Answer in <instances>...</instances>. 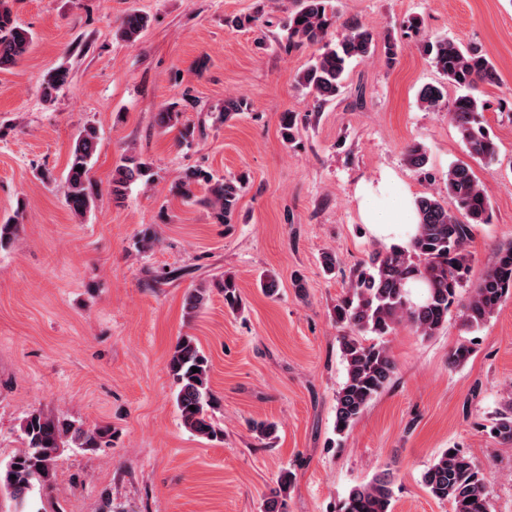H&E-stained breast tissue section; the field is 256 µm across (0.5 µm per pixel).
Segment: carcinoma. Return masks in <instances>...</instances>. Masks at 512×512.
Masks as SVG:
<instances>
[{"instance_id":"1","label":"carcinoma","mask_w":512,"mask_h":512,"mask_svg":"<svg viewBox=\"0 0 512 512\" xmlns=\"http://www.w3.org/2000/svg\"><path fill=\"white\" fill-rule=\"evenodd\" d=\"M338 17L336 0H298L290 18L284 48L318 45L320 53L299 73L297 84L311 91L315 100L326 103L336 99L344 87L347 68L354 60L371 57L377 47V33L362 24L348 25L347 33L336 43L326 41L333 19ZM149 16L131 10L120 23L119 32L128 41L136 40L149 26ZM33 34L20 26L13 16L10 0H0V72L13 68L28 52ZM422 49L448 82L468 90L452 103L445 99L442 85H425L418 100L426 109L448 105V117L455 124L465 148L475 160L490 163L498 154V145L482 121L484 103L473 94L478 86L495 85L499 78L492 62L477 48H462L456 42L441 38L422 40ZM68 72L58 70L42 85V96L51 101L67 82ZM179 102L167 104L157 115L164 129L178 130L187 140L194 129L181 122ZM299 117L284 112L280 117V134L287 143L296 140ZM98 134L93 126L83 128L75 139L66 174V202L76 214L94 205L95 192L91 176ZM406 162L424 172L429 162L420 143L406 147ZM82 170H76V167ZM145 164L132 158L115 167L112 173L113 199L123 198L128 186L147 177ZM208 185V196L202 203L216 211L222 224L233 223L239 207L245 177L215 179L202 169L186 171L178 191L183 200L196 201L194 189ZM449 202L433 195L415 200L416 232L408 247L376 248L367 260L350 273L349 286L337 299L333 320L342 328L338 337L345 363V380L336 394V434L347 433L369 404L386 388L395 373V364L383 341L395 328L405 323L423 337H431L448 323L450 307L459 289L469 288L459 304V318L464 326L477 330L496 313L506 297L512 295V242L500 246L490 268L480 279L470 282L472 254L469 250L473 229L492 221V206L485 186L477 180L472 168L463 163L448 166ZM425 286L426 297L407 303L409 283ZM216 287L224 294V306L236 311L241 306L234 277L224 276ZM209 297L203 288L191 290L186 309L195 312ZM376 340L368 343L365 336ZM198 368L193 372L192 368ZM167 370L177 386L175 402L183 426L193 435L208 441L224 438V430L215 421L212 410L217 397L209 386V359L192 336L178 337L167 362ZM195 410H190L189 406ZM25 448L5 466L0 467V489L17 504H24L34 489L52 486L57 458L66 448H102L111 445L112 433L107 428L86 429L74 421L60 420L42 412L28 414L21 423ZM493 438L512 443V387L508 399L491 426ZM294 474L280 471L274 486L265 495V512H286L288 492ZM422 481L430 495L447 501L452 512H488L489 480L470 457L460 449H445L425 471ZM393 479L381 473L371 481L350 490L339 512H391ZM473 501H468V498Z\"/></svg>"}]
</instances>
